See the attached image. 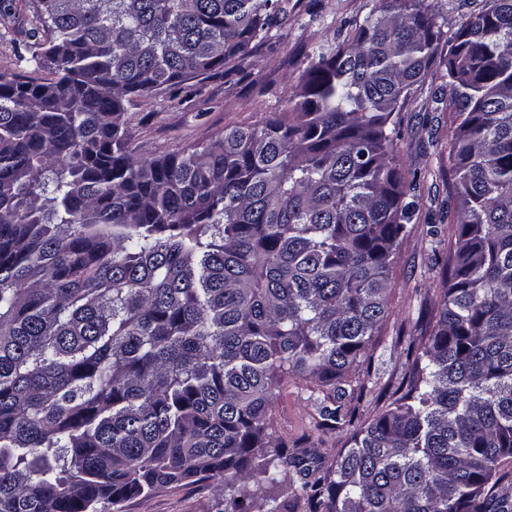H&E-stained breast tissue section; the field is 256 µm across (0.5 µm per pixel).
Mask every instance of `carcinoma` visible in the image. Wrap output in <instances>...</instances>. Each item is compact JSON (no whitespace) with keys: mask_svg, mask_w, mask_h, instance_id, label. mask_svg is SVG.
<instances>
[{"mask_svg":"<svg viewBox=\"0 0 512 512\" xmlns=\"http://www.w3.org/2000/svg\"><path fill=\"white\" fill-rule=\"evenodd\" d=\"M278 2L30 0L43 41L0 76V512L187 484L219 512H512V0L451 35L434 0H375L288 108L131 150L125 101L242 71ZM436 67L457 224L438 313L405 393L331 463L292 454L283 379L334 429L350 372L371 377L418 209L398 116Z\"/></svg>","mask_w":512,"mask_h":512,"instance_id":"cac0c4a2","label":"carcinoma"}]
</instances>
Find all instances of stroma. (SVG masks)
Here are the masks:
<instances>
[{
  "label": "stroma",
  "mask_w": 512,
  "mask_h": 512,
  "mask_svg": "<svg viewBox=\"0 0 512 512\" xmlns=\"http://www.w3.org/2000/svg\"><path fill=\"white\" fill-rule=\"evenodd\" d=\"M287 17L273 38L248 58L240 73L216 74L196 86L192 95L174 92L159 98L136 97L127 105L130 144L138 154L155 156L207 142L224 128L248 126L268 112L284 109L312 48L334 34L345 33L350 20L364 17L375 0H281ZM41 41L24 0L11 11L0 9V74L16 70V57ZM448 84L441 75L428 76L409 98L400 115L398 149L406 170L418 184V212L401 242L392 269L389 317L373 339V374L358 405L355 424L378 415L403 387L407 338H421L442 293L440 259L448 254L456 227L448 223L441 204L448 198V145L454 127L448 120ZM439 229L433 245L430 225ZM278 436L289 448H307L334 459L346 447L350 428L318 427V410L305 383L285 379L272 406ZM211 487L190 484L134 499L105 512H217Z\"/></svg>",
  "instance_id": "obj_1"
}]
</instances>
